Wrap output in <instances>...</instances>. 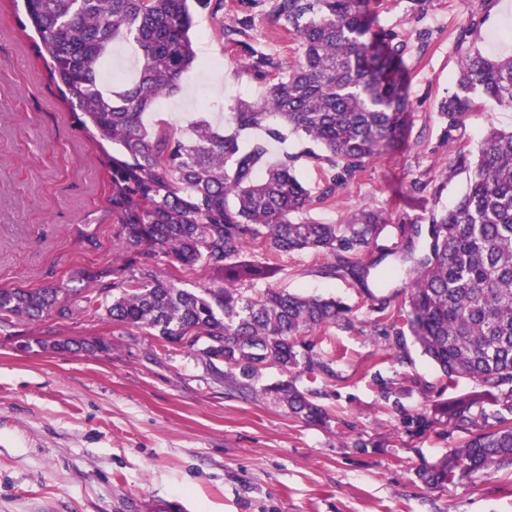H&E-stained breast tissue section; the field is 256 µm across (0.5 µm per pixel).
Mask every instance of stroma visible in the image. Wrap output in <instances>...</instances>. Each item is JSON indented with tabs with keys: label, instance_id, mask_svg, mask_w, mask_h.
Here are the masks:
<instances>
[{
	"label": "stroma",
	"instance_id": "obj_1",
	"mask_svg": "<svg viewBox=\"0 0 512 512\" xmlns=\"http://www.w3.org/2000/svg\"><path fill=\"white\" fill-rule=\"evenodd\" d=\"M241 8V0H224L218 14L194 12L198 55L224 66L194 65L149 121L165 119L172 135L189 138L194 119L217 123L235 103L263 96L248 47L284 66L297 60L299 43L279 33L268 0L252 7L238 44L226 42L221 26ZM370 8L406 44L409 145L373 160L309 216L340 224L368 206L396 224H425L467 187L470 171L455 166L456 152L476 156L489 126L512 128V107L492 101L453 128L439 113L465 49L512 54V0H372ZM37 43L22 0H0V288H66L73 313L0 329V512H141L143 501L162 499L183 501L187 512H512L511 469L438 489L416 478L465 437L436 404L477 386L449 380L423 356L405 316L396 335L376 330L381 302L399 307L408 280L393 231L379 238L377 265L363 281L324 277L325 259L312 252L278 259L274 287L352 310L351 328L305 338L312 359L330 365L327 375L269 367L245 386L201 347L162 342L103 311L86 316L90 273L127 259L110 201L113 150L64 100ZM311 147L291 132L269 143L264 161L293 156L315 189L321 176ZM417 181L423 193L412 192ZM93 337L109 350L17 346L24 338ZM287 377L314 391L326 422L295 418L261 396Z\"/></svg>",
	"mask_w": 512,
	"mask_h": 512
}]
</instances>
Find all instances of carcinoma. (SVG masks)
Returning a JSON list of instances; mask_svg holds the SVG:
<instances>
[{
	"instance_id": "1",
	"label": "carcinoma",
	"mask_w": 512,
	"mask_h": 512,
	"mask_svg": "<svg viewBox=\"0 0 512 512\" xmlns=\"http://www.w3.org/2000/svg\"><path fill=\"white\" fill-rule=\"evenodd\" d=\"M224 0H26L40 39L39 53L68 104L86 127L118 151L112 158V208L121 212L118 245L134 251L132 277L83 297V311L101 308L118 325L147 329L167 342L192 337L205 342L209 359L224 361L231 376L252 379L275 366L288 373L312 359L299 350L301 337L330 325H352L351 309L333 298L306 297L268 287L246 298L243 286L268 283L280 271V252L313 251L329 257L322 274L344 272L363 281L371 264L363 256L392 228L404 249L399 260L409 283L397 310L383 304L377 325L405 313L411 335L448 379L464 378L488 389L494 423L485 410L473 414L482 393L439 406L467 437L417 477L429 489L512 467V131L490 127L466 191L454 206L422 225L393 224L387 211L361 207L342 224L307 218L314 200H327L374 159L408 141L411 103L400 75L404 43L373 16L368 0H272L280 29L297 37L299 57L256 103L228 113L232 131L207 119L191 123L193 136L152 134L143 115L173 92L198 61L191 36L192 10L215 15ZM252 26L245 15L221 29L233 42ZM122 38L140 50L138 75L114 88L101 75L112 43ZM249 68L262 77L279 67L250 46ZM455 92L440 114L453 128L482 101L512 107V57L466 49ZM281 121L300 132L327 166L313 194L290 157L262 166L265 145L249 146L241 134L265 130L282 138ZM425 238L423 247H414ZM174 267L201 265L222 274L223 284L198 291L159 278L160 258ZM114 291L110 304L102 294ZM64 288H0V328L51 312L67 318ZM47 348L93 352L105 341L57 340ZM297 417L322 422L327 413L291 381L261 391Z\"/></svg>"
}]
</instances>
